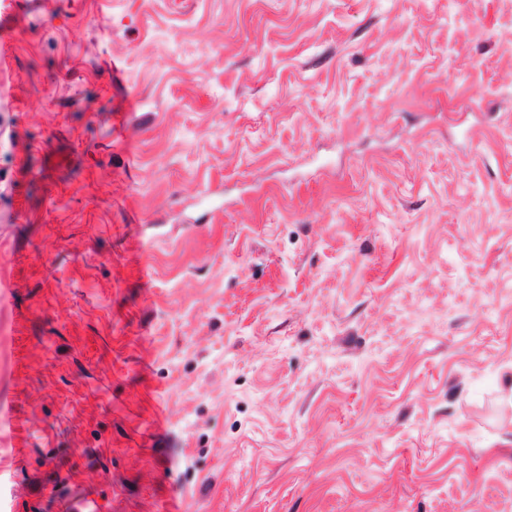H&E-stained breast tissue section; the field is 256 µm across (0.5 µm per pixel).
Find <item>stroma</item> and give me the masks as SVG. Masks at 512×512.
Returning <instances> with one entry per match:
<instances>
[{
    "label": "stroma",
    "instance_id": "35a3bbf8",
    "mask_svg": "<svg viewBox=\"0 0 512 512\" xmlns=\"http://www.w3.org/2000/svg\"><path fill=\"white\" fill-rule=\"evenodd\" d=\"M0 504L512 512V0H5ZM52 502L57 512H101V505L79 479L55 485Z\"/></svg>",
    "mask_w": 512,
    "mask_h": 512
}]
</instances>
